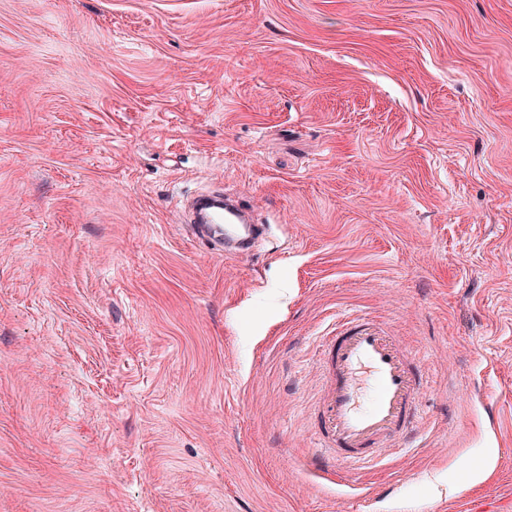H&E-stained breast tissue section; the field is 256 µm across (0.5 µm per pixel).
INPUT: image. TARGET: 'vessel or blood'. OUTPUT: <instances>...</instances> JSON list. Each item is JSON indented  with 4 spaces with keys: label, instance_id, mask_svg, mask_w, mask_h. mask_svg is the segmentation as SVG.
<instances>
[{
    "label": "vessel or blood",
    "instance_id": "obj_1",
    "mask_svg": "<svg viewBox=\"0 0 512 512\" xmlns=\"http://www.w3.org/2000/svg\"><path fill=\"white\" fill-rule=\"evenodd\" d=\"M321 353L331 374L315 432L339 464L372 461L411 430L423 371L374 318L343 316Z\"/></svg>",
    "mask_w": 512,
    "mask_h": 512
}]
</instances>
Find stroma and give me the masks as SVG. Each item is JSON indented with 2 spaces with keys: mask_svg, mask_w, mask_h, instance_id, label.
<instances>
[{
  "mask_svg": "<svg viewBox=\"0 0 512 512\" xmlns=\"http://www.w3.org/2000/svg\"><path fill=\"white\" fill-rule=\"evenodd\" d=\"M351 313L425 384L340 497ZM0 512H512V0H0ZM245 214L246 208L243 204L238 200L230 199L229 202L225 203L224 214L219 210L210 212V221L213 223H222L224 221L227 229L230 226L227 224L239 222L240 218L246 220Z\"/></svg>",
  "mask_w": 512,
  "mask_h": 512,
  "instance_id": "stroma-1",
  "label": "stroma"
}]
</instances>
